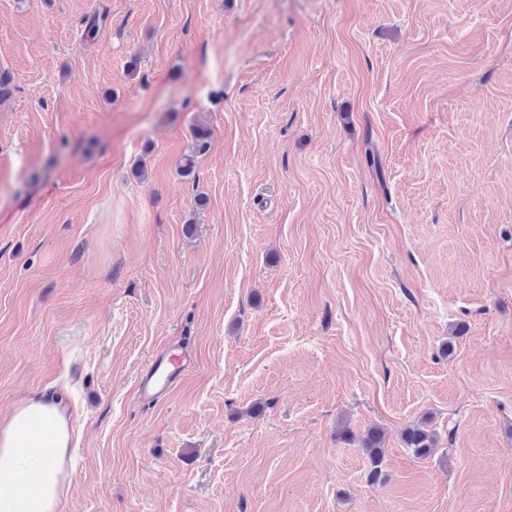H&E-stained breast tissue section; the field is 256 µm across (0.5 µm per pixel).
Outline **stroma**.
<instances>
[{
  "label": "stroma",
  "instance_id": "stroma-1",
  "mask_svg": "<svg viewBox=\"0 0 512 512\" xmlns=\"http://www.w3.org/2000/svg\"><path fill=\"white\" fill-rule=\"evenodd\" d=\"M1 67L0 421L70 403L58 512H512V0H0ZM211 136V132L205 125H197L193 130L194 146L190 154L185 155L179 173L186 179H196V160L195 157L198 153L203 152ZM191 363V358L185 353H160L138 383V400L144 405L160 402L167 393L172 378L177 377ZM427 423L408 427L403 434V442L406 448L412 450L417 457H427L437 447L438 439L433 430L427 429ZM361 447L370 460L371 469L368 472L370 482L382 481L383 434L380 429L372 428L361 438Z\"/></svg>",
  "mask_w": 512,
  "mask_h": 512
}]
</instances>
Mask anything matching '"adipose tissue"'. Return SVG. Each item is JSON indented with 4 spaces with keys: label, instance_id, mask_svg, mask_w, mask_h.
Segmentation results:
<instances>
[{
    "label": "adipose tissue",
    "instance_id": "ef3b65f1",
    "mask_svg": "<svg viewBox=\"0 0 512 512\" xmlns=\"http://www.w3.org/2000/svg\"><path fill=\"white\" fill-rule=\"evenodd\" d=\"M72 417L60 400L29 397L0 423V512H57L68 490Z\"/></svg>",
    "mask_w": 512,
    "mask_h": 512
}]
</instances>
